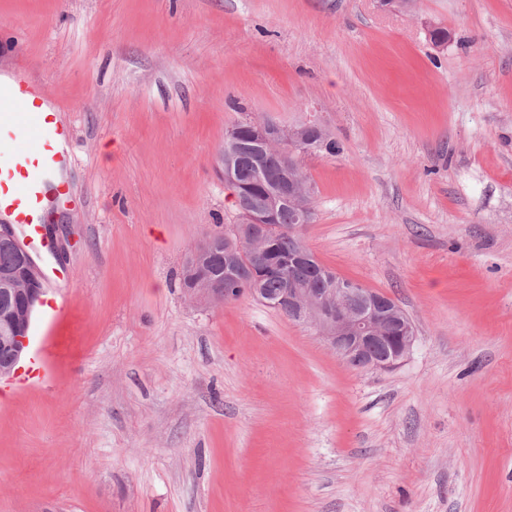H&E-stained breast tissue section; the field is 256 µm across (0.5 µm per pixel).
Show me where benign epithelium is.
<instances>
[{"mask_svg": "<svg viewBox=\"0 0 512 512\" xmlns=\"http://www.w3.org/2000/svg\"><path fill=\"white\" fill-rule=\"evenodd\" d=\"M253 139L266 149L287 151L281 169L280 190L268 197L261 207H253L247 199L239 206L242 225L232 228V234L222 240L205 236L185 261L190 271L185 295L200 305L229 303L232 297L224 292L222 281L197 272L201 263L224 247V262L233 266L241 257H248L261 267L268 252L272 220L286 200L293 202L300 214L298 234L311 223L306 202L310 186L302 175L305 159L312 155L309 133L322 140L330 131L318 121H302L283 125L271 120L249 121ZM237 130L227 137L228 162L224 165V182L236 181L238 156L235 152ZM0 245L17 257L18 264L0 270V295L11 306L0 314V348L14 359L28 351L34 311L47 294L46 282L28 246L11 224H0ZM266 304L288 313V318L314 325L321 337L346 364L363 370L396 368L410 353L416 329L407 315L399 312L396 302L358 282L333 280L331 288H286Z\"/></svg>", "mask_w": 512, "mask_h": 512, "instance_id": "7a95c632", "label": "benign epithelium"}]
</instances>
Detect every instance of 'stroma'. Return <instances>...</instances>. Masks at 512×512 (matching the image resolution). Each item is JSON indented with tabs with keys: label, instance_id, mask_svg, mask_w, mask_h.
<instances>
[{
	"label": "stroma",
	"instance_id": "stroma-1",
	"mask_svg": "<svg viewBox=\"0 0 512 512\" xmlns=\"http://www.w3.org/2000/svg\"><path fill=\"white\" fill-rule=\"evenodd\" d=\"M19 64L71 134L72 279L32 320L48 387L0 403V512H512V0H0ZM265 116L342 143L305 240L408 314L399 367L183 294Z\"/></svg>",
	"mask_w": 512,
	"mask_h": 512
}]
</instances>
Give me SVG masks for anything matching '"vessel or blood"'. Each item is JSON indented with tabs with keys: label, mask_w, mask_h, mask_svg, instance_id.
Masks as SVG:
<instances>
[{
	"label": "vessel or blood",
	"mask_w": 512,
	"mask_h": 512,
	"mask_svg": "<svg viewBox=\"0 0 512 512\" xmlns=\"http://www.w3.org/2000/svg\"><path fill=\"white\" fill-rule=\"evenodd\" d=\"M59 107L16 68L9 80H0V145L10 157L0 163V214L42 251H51L42 226L48 211L69 202L71 187L64 176L70 162V133L59 119ZM47 366L33 357L17 379L0 382L5 396L20 386H43Z\"/></svg>",
	"instance_id": "vessel-or-blood-1"
}]
</instances>
